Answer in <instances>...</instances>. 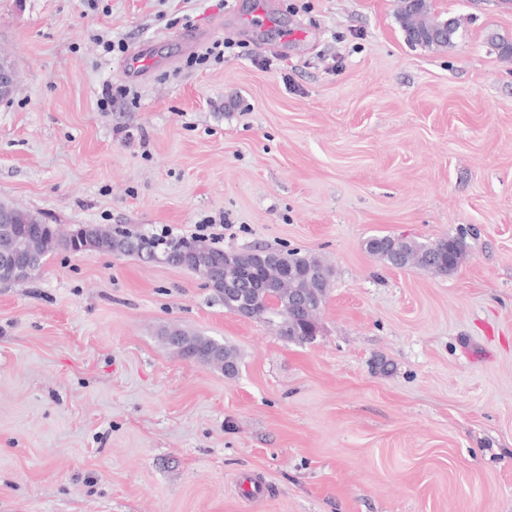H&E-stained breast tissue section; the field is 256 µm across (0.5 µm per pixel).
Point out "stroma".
Instances as JSON below:
<instances>
[{"mask_svg": "<svg viewBox=\"0 0 512 512\" xmlns=\"http://www.w3.org/2000/svg\"><path fill=\"white\" fill-rule=\"evenodd\" d=\"M429 4L453 47L409 44L395 0H0V202L207 224L335 272L304 344L135 256L0 281V512H512V0ZM192 29L223 60L187 67ZM141 45L152 72L127 80ZM458 234L448 276L365 248ZM170 326L234 346L238 374L176 355Z\"/></svg>", "mask_w": 512, "mask_h": 512, "instance_id": "obj_1", "label": "stroma"}]
</instances>
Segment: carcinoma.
Wrapping results in <instances>:
<instances>
[{"label":"carcinoma","instance_id":"obj_1","mask_svg":"<svg viewBox=\"0 0 512 512\" xmlns=\"http://www.w3.org/2000/svg\"><path fill=\"white\" fill-rule=\"evenodd\" d=\"M397 19L408 43L425 48H447L454 44L461 23L456 19L442 21L431 16L427 0H398ZM0 209L14 215V223L0 224V255L17 253L25 258L22 280H28L43 265L44 259L57 250L79 252L95 249L102 252L118 250L124 255L154 257L161 255L166 263L186 267L198 275L203 269L183 261L187 253L227 255L224 264V284L211 282L218 294L223 287L240 288L250 302L252 320L266 322L278 329L281 337L297 342L317 323L320 306L333 275L332 268L313 254L280 251V263L266 268L253 265L255 254L263 251L255 247L249 251L224 253V250L206 246L198 238H175L148 234H132L122 226L80 224L67 231L45 223L39 216L9 203H0ZM367 251L392 265L424 269L435 274L450 275L466 255L465 242L460 236L442 239L431 245H422L404 238L376 236L367 240ZM302 295L314 299L304 309L294 306ZM182 346L178 355L190 351L195 361L212 365L224 371L227 377L239 371L236 349L211 337L179 330Z\"/></svg>","mask_w":512,"mask_h":512}]
</instances>
